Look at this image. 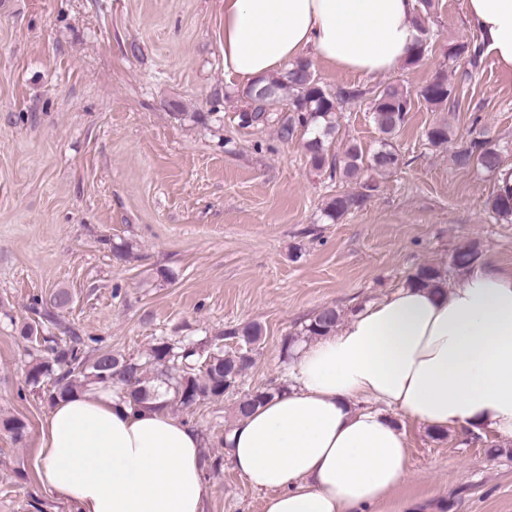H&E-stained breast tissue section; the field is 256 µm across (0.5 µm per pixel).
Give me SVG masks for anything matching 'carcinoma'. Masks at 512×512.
Listing matches in <instances>:
<instances>
[{
    "mask_svg": "<svg viewBox=\"0 0 512 512\" xmlns=\"http://www.w3.org/2000/svg\"><path fill=\"white\" fill-rule=\"evenodd\" d=\"M448 61L467 63L460 80L471 78L472 72L481 64V47L474 41H462L448 45ZM455 87L448 76L441 73L437 80L426 84L419 95L429 104L440 105L450 100ZM360 96L358 92L339 91L331 94L315 79L310 63L301 61L279 76L254 82L247 90L251 111L245 113L248 122L262 124L269 119V113L277 112L282 106L295 113L289 123L281 128L283 137L292 134L296 126L310 130L312 137L306 142L313 166L321 169L330 164L331 169L343 178L359 180L363 173L378 175L392 173L402 166V155L393 144V139L405 126L408 112L412 108L411 95L397 85L382 88L373 99L372 116L382 135L378 148L365 153L357 144H349L342 156H328L326 144L337 130L336 112L338 105ZM427 140L434 146L449 142L450 127L446 123L430 127ZM484 134L453 155L455 165L460 169L478 168L487 173L497 174L503 166L502 156L496 146H488ZM367 197L365 193L344 194L329 200L324 215L332 221L339 220L349 210ZM489 209L497 216L512 220V192L497 191L488 201ZM479 259L472 247H463L452 256L456 268H468ZM409 284L420 286H442L440 271L432 267L419 268L409 279ZM71 302L65 290L57 291L51 307H33L37 320L26 324L21 334L32 344L31 366L27 372V385L41 390L44 384L50 402L77 392L90 384L102 383L116 388V392L130 396L138 403L163 398L173 401L184 409H190L203 401H217L224 398V368L237 364L238 354L248 346L256 345L261 338V328L249 324L228 332V338L237 340V347L224 350L215 347L202 350L193 344L174 346L162 340L153 344L143 357H125L105 348L87 351L84 338L71 325L58 319L57 309L67 307ZM339 314L334 308L320 310L305 331L311 336H326L336 330ZM48 322L56 327L59 335H40L38 326ZM277 389L255 390L243 395L236 404L235 416H247L256 405L273 396Z\"/></svg>",
    "mask_w": 512,
    "mask_h": 512,
    "instance_id": "cac0c4a2",
    "label": "carcinoma"
}]
</instances>
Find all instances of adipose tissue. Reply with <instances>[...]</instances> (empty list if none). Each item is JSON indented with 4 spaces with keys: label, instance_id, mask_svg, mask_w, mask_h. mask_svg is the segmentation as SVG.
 Segmentation results:
<instances>
[{
    "label": "adipose tissue",
    "instance_id": "1",
    "mask_svg": "<svg viewBox=\"0 0 512 512\" xmlns=\"http://www.w3.org/2000/svg\"><path fill=\"white\" fill-rule=\"evenodd\" d=\"M415 0H224V70L254 82L311 56L361 77L407 60ZM466 19L512 70V0ZM294 387L224 438L263 512H366L401 485L407 442L386 410L433 430L512 440V268H467L444 292L407 285L299 349ZM203 440L156 403L90 386L58 400L33 467L77 512H205Z\"/></svg>",
    "mask_w": 512,
    "mask_h": 512
}]
</instances>
